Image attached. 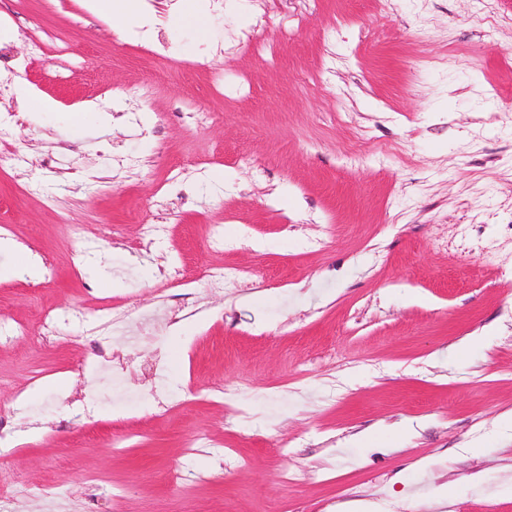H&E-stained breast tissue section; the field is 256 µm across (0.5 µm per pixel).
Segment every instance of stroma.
<instances>
[{
  "label": "stroma",
  "instance_id": "obj_1",
  "mask_svg": "<svg viewBox=\"0 0 512 512\" xmlns=\"http://www.w3.org/2000/svg\"><path fill=\"white\" fill-rule=\"evenodd\" d=\"M146 3L0 0V323H58L0 342L8 512H512V0ZM91 8L105 18L117 30L142 28L153 23L140 0H88ZM200 1L183 0L181 12L170 20L173 28H192L199 34H204L208 28V20L199 8ZM252 272L248 269L231 268L224 266H215L210 269L208 282L211 288H237L240 283L250 278Z\"/></svg>",
  "mask_w": 512,
  "mask_h": 512
}]
</instances>
